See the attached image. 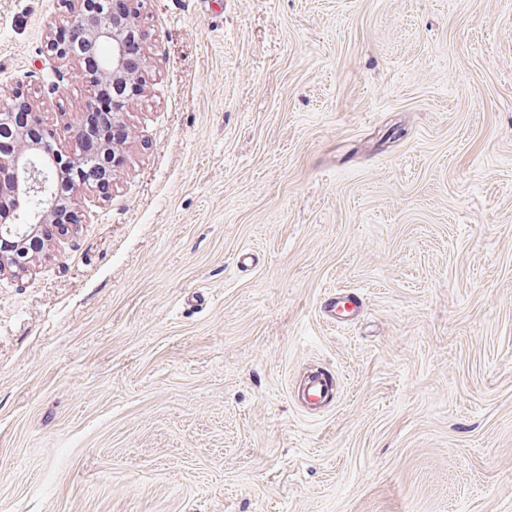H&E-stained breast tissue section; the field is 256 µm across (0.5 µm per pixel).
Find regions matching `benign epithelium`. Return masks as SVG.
Wrapping results in <instances>:
<instances>
[{"mask_svg": "<svg viewBox=\"0 0 512 512\" xmlns=\"http://www.w3.org/2000/svg\"><path fill=\"white\" fill-rule=\"evenodd\" d=\"M70 15L55 22L48 35L47 46L58 59L75 64L92 94L87 105L93 106L99 93L113 90L112 118L103 123L124 126L125 103L141 91L140 72L148 65L145 56L129 55V45L139 41L142 33L135 22L134 0H71ZM107 45L109 56L96 60L91 69L85 68L92 49ZM28 111L27 125L15 130L9 125L8 113L0 110V131L12 134L9 148L0 146V177L9 173L13 193L0 196V271L9 268L24 274L35 264L37 256L29 242L48 238L59 230L66 235L74 226L71 208L80 184L69 186L68 195L61 187L49 188L48 176L63 178L70 169H86L92 180L113 181L119 173L122 158L114 145L101 144L97 157L63 154L56 149V131L33 111V104L24 92L17 91L12 103Z\"/></svg>", "mask_w": 512, "mask_h": 512, "instance_id": "1", "label": "benign epithelium"}]
</instances>
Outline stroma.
Returning a JSON list of instances; mask_svg holds the SVG:
<instances>
[{"mask_svg":"<svg viewBox=\"0 0 512 512\" xmlns=\"http://www.w3.org/2000/svg\"><path fill=\"white\" fill-rule=\"evenodd\" d=\"M66 13L0 0V105L24 90L70 151ZM136 21L110 194L0 273V512H512V0ZM325 315L336 320V323H351L358 319L364 311V299L354 292L337 293L321 304ZM332 392L329 380L323 376L311 378L303 388L304 398L316 405H322L329 401Z\"/></svg>","mask_w":512,"mask_h":512,"instance_id":"1","label":"stroma"}]
</instances>
